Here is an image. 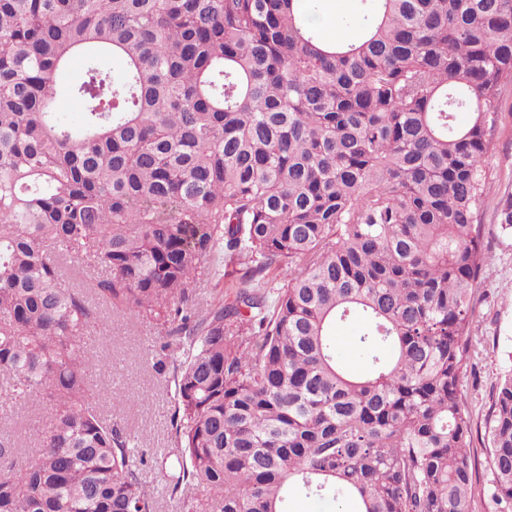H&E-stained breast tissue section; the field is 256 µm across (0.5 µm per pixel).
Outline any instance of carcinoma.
<instances>
[{
  "label": "carcinoma",
  "instance_id": "obj_1",
  "mask_svg": "<svg viewBox=\"0 0 512 512\" xmlns=\"http://www.w3.org/2000/svg\"><path fill=\"white\" fill-rule=\"evenodd\" d=\"M362 2L340 42L319 0H0V398L56 408L32 456L0 440V512H156L146 449L91 402L104 308L182 351L168 497L472 512L461 387L512 0ZM78 56L72 130L53 108ZM205 272L239 287L201 317ZM353 313L360 373L332 334ZM486 429L512 505V371ZM354 510L356 505L349 500L333 504L314 496L297 494L289 501L290 512H353Z\"/></svg>",
  "mask_w": 512,
  "mask_h": 512
}]
</instances>
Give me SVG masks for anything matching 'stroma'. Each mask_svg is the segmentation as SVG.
<instances>
[{
    "label": "stroma",
    "instance_id": "35a3bbf8",
    "mask_svg": "<svg viewBox=\"0 0 512 512\" xmlns=\"http://www.w3.org/2000/svg\"><path fill=\"white\" fill-rule=\"evenodd\" d=\"M362 10L360 0H321L319 16L331 36L355 38L351 21ZM486 171L493 190L481 210L482 238L489 269L474 286L473 331L476 336L468 376L462 387V403L470 416L472 444L469 461L476 477L469 489L472 512H499L493 498L494 476L486 463L485 417L499 378L512 371V232L498 222L502 201L512 195V87L503 94L496 127L490 137ZM159 333L151 324L132 315L115 317L104 313L96 334L88 336L93 351L125 368V391L133 400L112 404V375L103 373L93 381V400L113 423L142 437L148 450L173 447L170 398L174 367L181 354L158 353ZM55 418V409L43 402L36 406L17 404L0 409V437L14 441L20 455L38 448Z\"/></svg>",
    "mask_w": 512,
    "mask_h": 512
}]
</instances>
